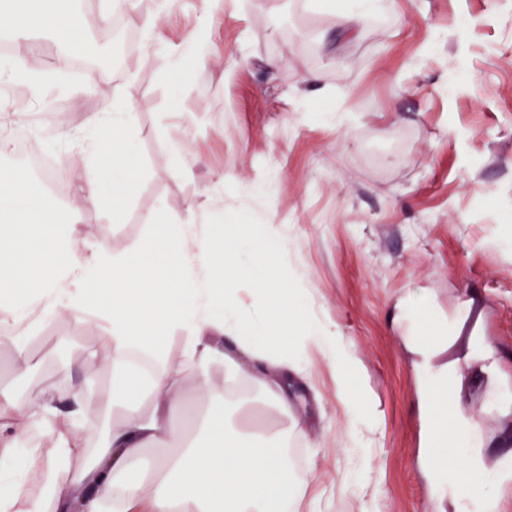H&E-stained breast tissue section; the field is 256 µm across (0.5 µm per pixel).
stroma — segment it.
<instances>
[{
  "instance_id": "stroma-1",
  "label": "stroma",
  "mask_w": 512,
  "mask_h": 512,
  "mask_svg": "<svg viewBox=\"0 0 512 512\" xmlns=\"http://www.w3.org/2000/svg\"><path fill=\"white\" fill-rule=\"evenodd\" d=\"M107 2L93 0L89 13L105 40L79 50L117 59L110 82L88 88L85 70L47 49L20 81L49 97L42 130L58 153L60 129L83 127L102 101L133 109L143 176L122 222L81 211L77 242L129 250L152 223L177 226L192 210L217 229L229 215H249L282 239L287 284L356 358V384L376 423L369 479L349 481L358 462L342 454L350 437L336 370L309 347V376L289 387L301 397L295 417L304 431L293 436L301 468L288 512H461L424 446L422 378L443 366L448 396L472 420L488 501L512 512V478L503 475L512 465V0H390L346 35L332 20L335 0H224L223 17L209 26L206 0H175L159 22L164 48L151 56L140 44L125 51ZM194 28L211 55L204 67L182 55ZM307 75L313 85H302ZM186 106L192 119L182 117ZM342 112L349 122H336ZM176 141L189 149L193 177L180 173ZM414 291L447 326L430 357L411 343L421 323L410 311ZM93 343L92 331L59 315L27 339L28 370L16 371L13 352L0 348V389L22 399L53 388L59 423L88 449L113 420L79 408L77 381L59 371L80 365L109 384L112 360L102 349L87 358ZM253 375L245 369L231 387L237 406L285 427L260 403Z\"/></svg>"
}]
</instances>
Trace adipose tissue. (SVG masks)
I'll list each match as a JSON object with an SVG mask.
<instances>
[{
	"label": "adipose tissue",
	"mask_w": 512,
	"mask_h": 512,
	"mask_svg": "<svg viewBox=\"0 0 512 512\" xmlns=\"http://www.w3.org/2000/svg\"><path fill=\"white\" fill-rule=\"evenodd\" d=\"M8 10L16 16L10 27L16 40L47 39L66 54L73 45L59 34L57 16L74 32L90 27L75 0H11ZM59 138L90 163L78 207L108 211L120 222L141 176L132 113L103 102L82 132L64 129ZM65 221L50 196L33 191L28 170L14 168L0 183V321L21 327L9 339L19 370L29 365L25 340L42 317L104 324L100 341L112 355V383L87 402L120 411L122 419L87 461L73 430L54 420L53 392L20 403L0 391V447L20 459L13 475L0 478V512H100L111 498L119 499L121 512H287L295 480L278 434L227 427L224 395L211 385L210 367L223 365L235 376L246 360L259 373L281 370L280 380L263 390L266 402L288 418L294 412L289 377L306 375L304 352L316 344L336 368L352 437L366 425L367 404L356 391L355 362L343 337L307 314L299 290L284 284L280 240L257 238L245 216L223 232L209 231L204 215L193 211L178 227L155 225L135 251L97 244L81 251L62 234ZM241 280L260 295L259 316L240 310ZM175 329L186 333L185 367L176 371L167 365ZM227 331L234 335L232 352L216 342ZM189 381L211 405L191 431L173 425L181 410L173 393ZM39 426L53 447L33 444L30 433ZM436 462L459 504L480 507L488 490L477 460L444 450Z\"/></svg>",
	"instance_id": "adipose-tissue-1"
}]
</instances>
